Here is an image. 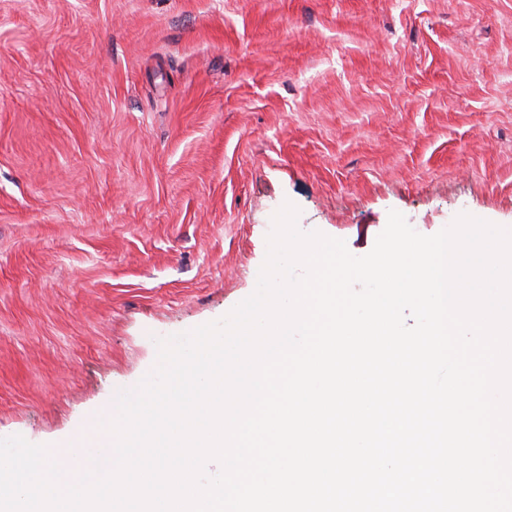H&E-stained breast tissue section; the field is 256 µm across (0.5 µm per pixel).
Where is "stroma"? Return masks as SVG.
I'll return each instance as SVG.
<instances>
[{"label":"stroma","mask_w":512,"mask_h":512,"mask_svg":"<svg viewBox=\"0 0 512 512\" xmlns=\"http://www.w3.org/2000/svg\"><path fill=\"white\" fill-rule=\"evenodd\" d=\"M512 224V0H0V436L245 299L285 204Z\"/></svg>","instance_id":"1"}]
</instances>
